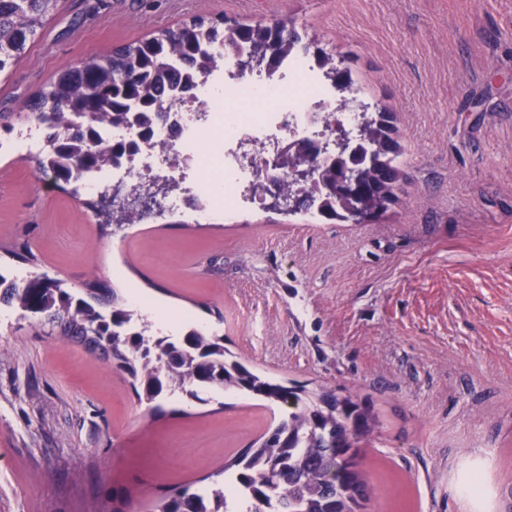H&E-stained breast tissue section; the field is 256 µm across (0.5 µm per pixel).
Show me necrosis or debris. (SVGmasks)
<instances>
[{
    "instance_id": "obj_1",
    "label": "necrosis or debris",
    "mask_w": 512,
    "mask_h": 512,
    "mask_svg": "<svg viewBox=\"0 0 512 512\" xmlns=\"http://www.w3.org/2000/svg\"><path fill=\"white\" fill-rule=\"evenodd\" d=\"M238 58L232 52L222 70L192 71L189 90L174 92L162 118L152 119L151 146L114 158L103 172H76L83 193L98 198L112 183L143 190L178 177L181 187L162 199L169 210L259 208L266 199L253 195L251 186L287 142L327 141L339 125L357 134L361 113L338 107L354 89L334 86L317 54L299 47L244 70Z\"/></svg>"
}]
</instances>
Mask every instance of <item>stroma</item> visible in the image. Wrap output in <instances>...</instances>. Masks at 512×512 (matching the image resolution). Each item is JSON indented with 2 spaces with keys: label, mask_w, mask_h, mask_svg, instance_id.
<instances>
[{
  "label": "stroma",
  "mask_w": 512,
  "mask_h": 512,
  "mask_svg": "<svg viewBox=\"0 0 512 512\" xmlns=\"http://www.w3.org/2000/svg\"><path fill=\"white\" fill-rule=\"evenodd\" d=\"M195 16L292 22L392 113L400 201L377 221L305 210L154 214L120 232L0 154V265L81 287L121 264L175 320L224 336L256 371L370 399L369 512H512V0H61L0 76V141L56 74ZM158 410L81 346L0 310V512H155L220 487L287 408L217 392ZM485 466L474 499L458 477Z\"/></svg>",
  "instance_id": "35a3bbf8"
}]
</instances>
